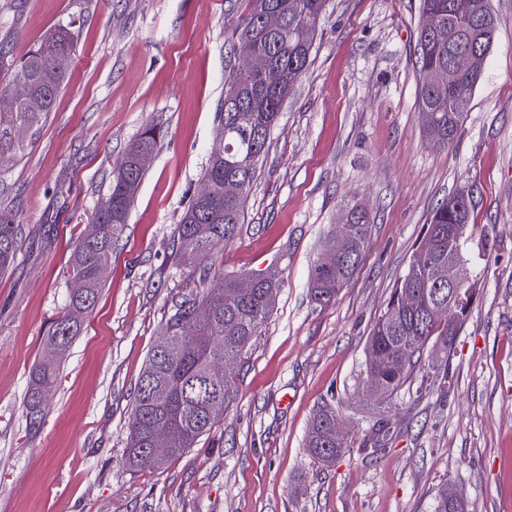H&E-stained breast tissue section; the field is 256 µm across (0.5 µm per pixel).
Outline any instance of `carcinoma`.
Segmentation results:
<instances>
[{
	"label": "carcinoma",
	"instance_id": "obj_1",
	"mask_svg": "<svg viewBox=\"0 0 512 512\" xmlns=\"http://www.w3.org/2000/svg\"><path fill=\"white\" fill-rule=\"evenodd\" d=\"M248 10L235 24V43L252 42L264 55L277 80L270 82L253 70L250 60L234 55V65L225 83L218 119L222 140L212 145L203 173L205 196L194 194L177 224L176 262L191 252L203 260L223 248L235 236L244 214L246 198L253 187L256 165L267 150L268 141L284 100L306 68L317 24L326 0H247ZM423 14H433L438 24L419 29L416 66L419 73L418 103L432 121L426 128L434 146L446 148L456 137L469 103L453 97V86L479 83L491 52L498 17L490 0H420ZM269 11L282 17L273 33L263 28ZM475 51L468 69L453 67V56L462 49ZM74 51V33L69 26L56 28L15 70L13 79L27 83L30 97L39 102L32 109L17 101L0 111V159H9L28 145V136L56 104ZM162 138L161 127L146 124L128 145L113 175L109 205L99 204L92 223L76 238L71 255L73 278L79 287L69 291L65 311L49 330L43 351L35 363L24 395L27 430L39 433L45 421L43 393L57 380L60 363L75 339L81 335L86 317L94 310L101 290L99 269L112 256V245L127 224L135 193L128 185H140L146 167L139 164L143 153L154 154ZM239 185L236 194L224 193V182ZM472 206L456 193L438 204L429 218L424 239L430 249L414 252L405 275L397 284L369 336L365 372L371 385L365 390L370 404H393L398 392L412 377L427 346L443 353L451 349L454 337L468 318L467 308L456 305L448 282L439 277L453 262L469 271L463 256ZM346 232L350 252L331 269L315 262L309 273L310 296L320 306L336 301L349 282L367 247L371 232L368 213L359 206L348 210ZM22 235L18 213L0 205V272L17 260ZM201 291L180 296L166 320L167 337L174 340L177 354L167 356L155 344L139 376L132 402L129 442L124 464L133 472L160 470L182 458L208 435L218 419L207 414V403L221 398L224 406L238 392L232 374L224 373V362L240 358L273 312L280 281L276 272L250 273L209 278L200 274ZM418 295L417 303L406 306L400 296ZM208 315L199 319L198 307ZM169 427L170 439L155 446L150 434L158 423ZM336 413L323 407L314 416L306 439L312 457L333 462L346 445L336 441ZM433 512H468L466 501H448V488L438 490Z\"/></svg>",
	"mask_w": 512,
	"mask_h": 512
}]
</instances>
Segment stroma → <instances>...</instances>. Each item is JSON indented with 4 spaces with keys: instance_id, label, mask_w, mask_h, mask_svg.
<instances>
[{
    "instance_id": "1",
    "label": "stroma",
    "mask_w": 512,
    "mask_h": 512,
    "mask_svg": "<svg viewBox=\"0 0 512 512\" xmlns=\"http://www.w3.org/2000/svg\"><path fill=\"white\" fill-rule=\"evenodd\" d=\"M246 3L0 0V80L57 26L71 25L76 43L47 121L0 162V204L23 224L18 261L0 275V512H432L444 485L470 512H512V0H490L495 40L445 149L431 145L418 107L420 0H328L237 235L203 265H179L176 226L202 186ZM149 122L163 138L44 425L28 435L23 397L73 285L72 241ZM464 185L477 290L450 355L423 354L446 373L416 370L392 408L366 404L370 329L431 211ZM352 205L371 217L368 246L335 302L316 305L310 268ZM203 267L275 268L274 310L209 438L161 470L132 473L123 453L135 385ZM325 404L347 444L330 466L305 447Z\"/></svg>"
}]
</instances>
